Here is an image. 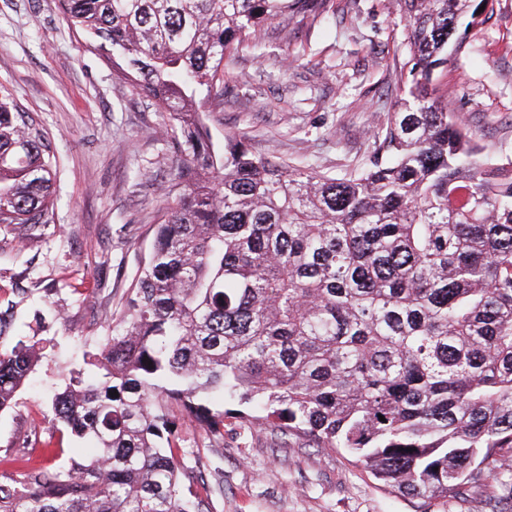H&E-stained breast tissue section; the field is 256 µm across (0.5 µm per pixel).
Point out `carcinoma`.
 I'll return each mask as SVG.
<instances>
[{
    "label": "carcinoma",
    "instance_id": "obj_1",
    "mask_svg": "<svg viewBox=\"0 0 512 512\" xmlns=\"http://www.w3.org/2000/svg\"><path fill=\"white\" fill-rule=\"evenodd\" d=\"M489 0H394L408 70L368 162L339 176L216 147L206 105L275 19L331 0H58L164 113L177 169L112 335L61 375L52 423L84 444L0 480V512H212L169 406L342 449L384 486L460 502L512 492V162L482 155L433 79ZM49 141L0 84V224L49 222ZM0 343V411L46 346ZM384 420H379V416Z\"/></svg>",
    "mask_w": 512,
    "mask_h": 512
}]
</instances>
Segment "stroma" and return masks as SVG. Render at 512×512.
<instances>
[{
  "mask_svg": "<svg viewBox=\"0 0 512 512\" xmlns=\"http://www.w3.org/2000/svg\"><path fill=\"white\" fill-rule=\"evenodd\" d=\"M436 82L493 163L512 161V0H490L460 20ZM391 0H336L328 17L269 22L258 47L239 48L224 97L206 122L216 144L245 137L254 151L340 175L364 163L377 125L407 91ZM0 83L45 130L56 157L52 213L31 231L0 224V306L15 325L53 345L0 412V459L63 464L75 443L50 435L51 391L63 368L111 334L148 256L162 190L174 177V134L151 101L120 80L57 0H0ZM178 422L186 463L213 512H416L344 452L287 441L237 420L209 438Z\"/></svg>",
  "mask_w": 512,
  "mask_h": 512,
  "instance_id": "obj_1",
  "label": "stroma"
}]
</instances>
